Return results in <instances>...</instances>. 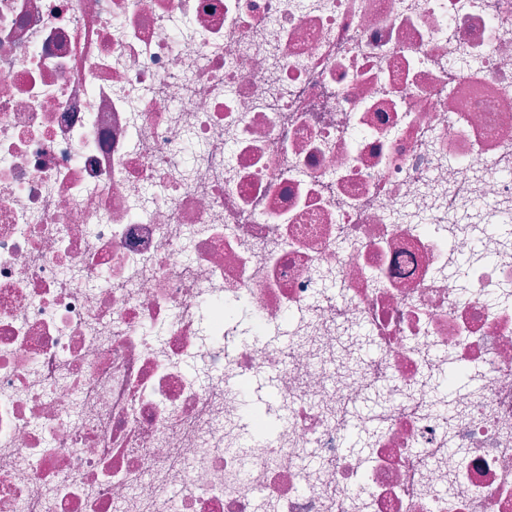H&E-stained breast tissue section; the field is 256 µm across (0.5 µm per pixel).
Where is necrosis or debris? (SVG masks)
<instances>
[{"label":"necrosis or debris","mask_w":512,"mask_h":512,"mask_svg":"<svg viewBox=\"0 0 512 512\" xmlns=\"http://www.w3.org/2000/svg\"><path fill=\"white\" fill-rule=\"evenodd\" d=\"M0 512H512V0H0Z\"/></svg>","instance_id":"1"}]
</instances>
